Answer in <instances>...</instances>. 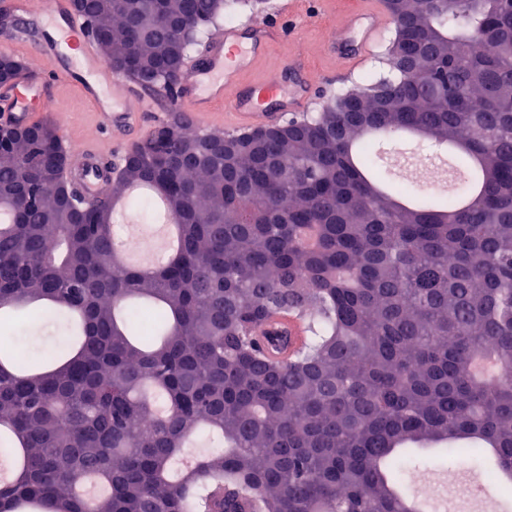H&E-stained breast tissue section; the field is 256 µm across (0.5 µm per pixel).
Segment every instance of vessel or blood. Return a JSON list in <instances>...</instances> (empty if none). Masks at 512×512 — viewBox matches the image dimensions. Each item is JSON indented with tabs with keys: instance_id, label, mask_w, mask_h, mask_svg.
Instances as JSON below:
<instances>
[{
	"instance_id": "vessel-or-blood-1",
	"label": "vessel or blood",
	"mask_w": 512,
	"mask_h": 512,
	"mask_svg": "<svg viewBox=\"0 0 512 512\" xmlns=\"http://www.w3.org/2000/svg\"><path fill=\"white\" fill-rule=\"evenodd\" d=\"M52 16H64L66 31L51 40L25 44V52L38 61L36 70L26 74L17 93L10 95L0 113L13 122L34 120L28 98L35 92L40 72L55 74L57 88L78 92L94 109L96 126L108 131L114 145H121L143 132L141 114L130 106L135 91L130 81L113 74L98 56L69 0H51ZM383 9L378 0H364L349 12L342 27L333 29L328 46L341 66L357 67L371 54L381 26ZM249 40H242L238 29L215 32L206 43L201 58L188 60L177 99L179 109L192 117L215 119V106L224 109L225 129L239 130L276 124L282 111H300L312 101V90L298 76H287V64H279L259 80L242 85L240 75L249 62L265 57L273 33L268 26L253 25ZM72 51L85 71L78 78L62 69L63 50ZM109 163L102 149L92 141H72L67 177L86 197L99 195L106 184Z\"/></svg>"
}]
</instances>
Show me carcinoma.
<instances>
[{
    "instance_id": "1",
    "label": "carcinoma",
    "mask_w": 512,
    "mask_h": 512,
    "mask_svg": "<svg viewBox=\"0 0 512 512\" xmlns=\"http://www.w3.org/2000/svg\"><path fill=\"white\" fill-rule=\"evenodd\" d=\"M107 65L160 69L174 98L213 0H88ZM415 70L395 103L370 81L357 112L326 107L229 168L188 161L183 112L135 144L124 180L89 201L36 120L0 165V512H408L391 476L439 447L512 469V0H397ZM173 19L193 39L171 43ZM26 66L0 60V88ZM418 134L468 162L399 183L373 135ZM164 199L181 246L147 272L115 234L116 204ZM275 314L306 329L295 345ZM45 320L74 342L37 361ZM150 424V430L144 425Z\"/></svg>"
}]
</instances>
